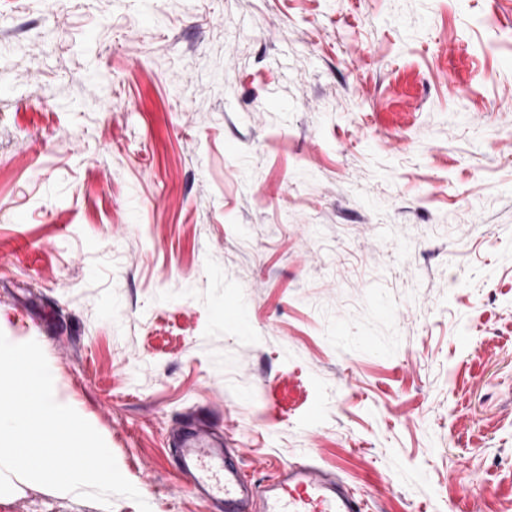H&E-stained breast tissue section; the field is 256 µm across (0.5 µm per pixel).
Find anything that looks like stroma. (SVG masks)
Segmentation results:
<instances>
[{
  "instance_id": "1",
  "label": "stroma",
  "mask_w": 512,
  "mask_h": 512,
  "mask_svg": "<svg viewBox=\"0 0 512 512\" xmlns=\"http://www.w3.org/2000/svg\"><path fill=\"white\" fill-rule=\"evenodd\" d=\"M0 332L151 512H512V0H0ZM0 512H139L12 477ZM177 471L199 498L216 502L225 512H363L364 501L337 475L301 462L273 468L271 482L259 492L201 419L173 435Z\"/></svg>"
}]
</instances>
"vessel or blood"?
I'll return each mask as SVG.
<instances>
[{
  "mask_svg": "<svg viewBox=\"0 0 512 512\" xmlns=\"http://www.w3.org/2000/svg\"><path fill=\"white\" fill-rule=\"evenodd\" d=\"M177 470L199 498L224 512H364L365 503L338 476L301 462L276 467L260 491L203 420L190 421L173 436Z\"/></svg>",
  "mask_w": 512,
  "mask_h": 512,
  "instance_id": "obj_1",
  "label": "vessel or blood"
}]
</instances>
